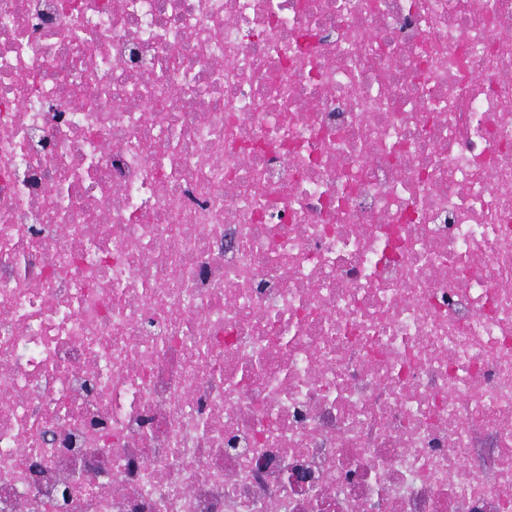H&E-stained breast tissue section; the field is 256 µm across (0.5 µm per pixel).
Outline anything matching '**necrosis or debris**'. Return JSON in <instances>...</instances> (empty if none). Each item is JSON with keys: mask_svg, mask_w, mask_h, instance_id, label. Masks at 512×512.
<instances>
[{"mask_svg": "<svg viewBox=\"0 0 512 512\" xmlns=\"http://www.w3.org/2000/svg\"><path fill=\"white\" fill-rule=\"evenodd\" d=\"M62 2L0 0V512H512V0Z\"/></svg>", "mask_w": 512, "mask_h": 512, "instance_id": "1", "label": "necrosis or debris"}]
</instances>
